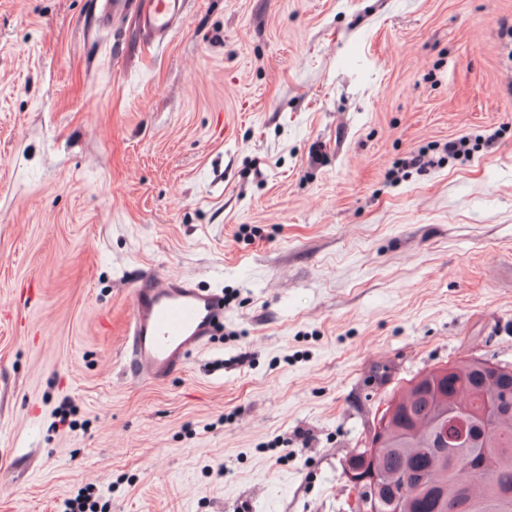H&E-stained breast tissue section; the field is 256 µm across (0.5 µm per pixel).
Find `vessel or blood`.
Listing matches in <instances>:
<instances>
[{
  "label": "vessel or blood",
  "mask_w": 512,
  "mask_h": 512,
  "mask_svg": "<svg viewBox=\"0 0 512 512\" xmlns=\"http://www.w3.org/2000/svg\"><path fill=\"white\" fill-rule=\"evenodd\" d=\"M100 27L125 15L132 0H97ZM185 0H147L140 25L150 40H163L183 15ZM224 322L221 294L197 288L187 277L155 275L130 294L126 322L128 361L135 376L156 382L180 370L209 343Z\"/></svg>",
  "instance_id": "b4317fda"
}]
</instances>
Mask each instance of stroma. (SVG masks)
Listing matches in <instances>:
<instances>
[{
  "mask_svg": "<svg viewBox=\"0 0 512 512\" xmlns=\"http://www.w3.org/2000/svg\"><path fill=\"white\" fill-rule=\"evenodd\" d=\"M93 8L0 0V512H339L399 380L512 365V0ZM154 274L225 305L160 383ZM99 5V28H107L112 20L125 15L133 0H96ZM185 0H148L140 12V25L150 40H163L183 15Z\"/></svg>",
  "mask_w": 512,
  "mask_h": 512,
  "instance_id": "1",
  "label": "stroma"
}]
</instances>
